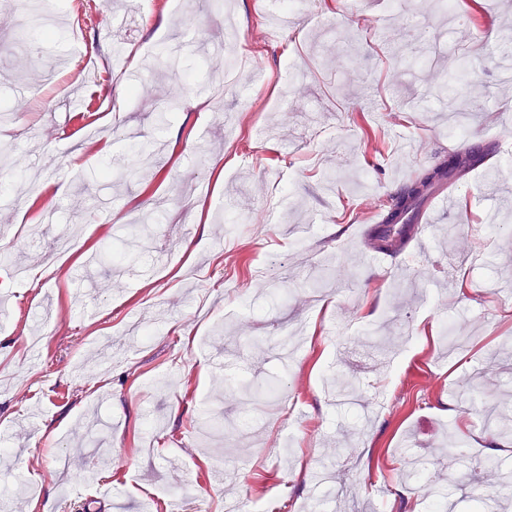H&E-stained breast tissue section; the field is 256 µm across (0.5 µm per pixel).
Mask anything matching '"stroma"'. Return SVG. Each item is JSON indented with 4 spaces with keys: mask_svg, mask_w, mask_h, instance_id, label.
I'll return each instance as SVG.
<instances>
[{
    "mask_svg": "<svg viewBox=\"0 0 512 512\" xmlns=\"http://www.w3.org/2000/svg\"><path fill=\"white\" fill-rule=\"evenodd\" d=\"M40 2L53 39L36 16L27 38L0 29V512H69L60 454L95 471L105 512H158L170 492L183 512H475L488 465L504 484L482 508L512 512V178L495 171L512 0H308L285 28L271 0H112L78 34ZM230 53L235 76L211 64ZM473 147L447 239L372 260L362 210ZM48 166L56 220L18 248ZM17 264L44 272L20 282ZM454 326L465 352L445 347ZM212 468L222 487L196 481Z\"/></svg>",
    "mask_w": 512,
    "mask_h": 512,
    "instance_id": "35a3bbf8",
    "label": "stroma"
}]
</instances>
